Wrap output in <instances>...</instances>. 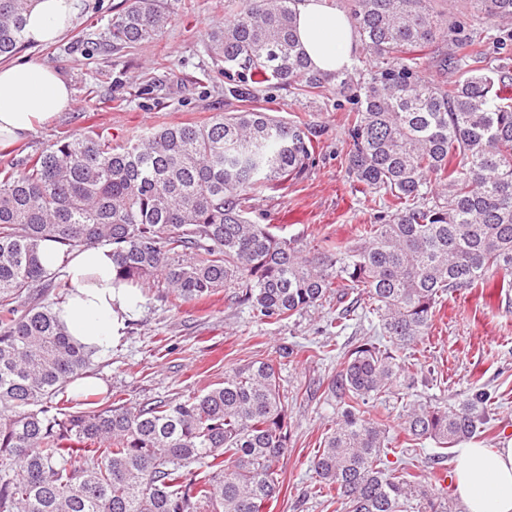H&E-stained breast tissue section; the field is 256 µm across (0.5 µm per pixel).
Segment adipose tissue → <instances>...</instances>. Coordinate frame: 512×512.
<instances>
[{
  "mask_svg": "<svg viewBox=\"0 0 512 512\" xmlns=\"http://www.w3.org/2000/svg\"><path fill=\"white\" fill-rule=\"evenodd\" d=\"M80 8V0H28L26 39L35 46L59 40ZM292 8L296 38L312 68L334 72L351 65L357 36L345 12L327 0H294ZM71 103V90L56 69L35 60L0 63V146L25 140ZM42 263L70 287L55 307L68 334L98 353L120 342L143 299L139 289L117 280L111 247L67 253L50 242ZM454 476L464 512H512V441L461 449Z\"/></svg>",
  "mask_w": 512,
  "mask_h": 512,
  "instance_id": "obj_1",
  "label": "adipose tissue"
}]
</instances>
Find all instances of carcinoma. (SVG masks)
Instances as JSON below:
<instances>
[{
  "label": "carcinoma",
  "instance_id": "1",
  "mask_svg": "<svg viewBox=\"0 0 512 512\" xmlns=\"http://www.w3.org/2000/svg\"><path fill=\"white\" fill-rule=\"evenodd\" d=\"M474 16L512 22V0H468ZM292 0H239L212 30L211 57L257 84L329 88L351 101L346 169L352 188L383 201L378 223L314 251L248 217L249 202L308 167L309 131L251 108L118 142L90 131L47 145L23 171L0 170V512H264L281 491L290 443L288 396L272 359L225 373L205 393L133 405L87 397L78 415L58 399L90 375L94 352L75 344L54 311L58 276L42 246L70 253L108 245L117 278L160 275L183 302L242 289L253 317L280 323L350 293L324 332L359 317L386 339L343 353L332 380L336 422L310 460L343 512H444L433 485L387 465V426L365 406L415 386L416 348L444 296L512 275V67L486 60L430 0H349L374 70L310 69L294 35ZM26 0H0V57L24 45ZM172 17L156 0H127L110 37L136 45ZM460 78L433 84L418 53L438 38ZM490 396L450 407L408 406L402 431L451 448L489 430Z\"/></svg>",
  "mask_w": 512,
  "mask_h": 512
}]
</instances>
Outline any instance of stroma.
I'll list each match as a JSON object with an SVG mask.
<instances>
[{
  "instance_id": "35a3bbf8",
  "label": "stroma",
  "mask_w": 512,
  "mask_h": 512,
  "mask_svg": "<svg viewBox=\"0 0 512 512\" xmlns=\"http://www.w3.org/2000/svg\"><path fill=\"white\" fill-rule=\"evenodd\" d=\"M173 18L156 41L136 47L113 45L109 28L125 0H81L71 29L58 42L26 46L17 60H40L66 79L73 105L40 125L25 141L0 148V169L22 170L26 160L48 144L97 126L119 140L135 139L165 125L201 123L218 112L249 106L308 128L316 146L306 171L277 190L251 202V217L278 226L280 235L305 248L353 238L359 225L374 223L379 198L352 194L344 158L349 151L345 113L333 91L308 94L242 79L240 94L228 91L223 72L206 50L211 29L234 17L238 0H161ZM139 317L121 343L96 356L91 376L97 392L121 394L125 401L150 403L175 393H201L223 382L232 368L254 360L280 359L282 346L302 351L280 359L281 383L288 391L291 446L283 462L282 491L265 512H343L320 492L309 466L322 437L336 420V399L328 384L348 348L370 335L368 322L349 321L338 336L322 327L335 316L327 301L292 319L267 324L253 317L239 291L225 288L205 301L178 302L163 280L143 286ZM331 344L328 358L311 350ZM420 370L419 400L457 404L480 390L491 393V430L479 445L512 439V289L499 281L446 296L437 313ZM405 401L391 393L375 400L370 419L389 427L390 467L434 475L452 468L457 448L438 462L433 441L406 442L401 429Z\"/></svg>"
}]
</instances>
